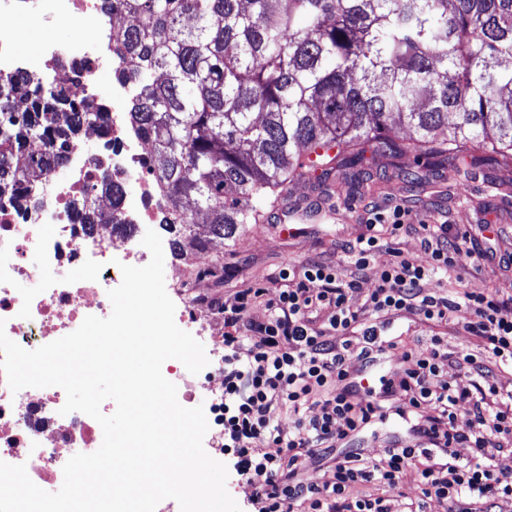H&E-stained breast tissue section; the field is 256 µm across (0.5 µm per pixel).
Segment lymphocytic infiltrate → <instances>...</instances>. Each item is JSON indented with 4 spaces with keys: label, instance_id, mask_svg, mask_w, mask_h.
<instances>
[{
    "label": "lymphocytic infiltrate",
    "instance_id": "f902f5d3",
    "mask_svg": "<svg viewBox=\"0 0 512 512\" xmlns=\"http://www.w3.org/2000/svg\"><path fill=\"white\" fill-rule=\"evenodd\" d=\"M409 218L399 204L370 207L365 233L343 249L354 279L340 281L335 265L321 261L289 267L287 286L268 302L263 320L242 321L262 289L244 288L225 300L224 405L217 420L224 450L251 486L257 512H393L389 495L410 469L422 497L407 512H427L431 498L446 512L512 505V474L496 464L502 439L512 437V390L500 391L493 381L495 370H512V298L480 288L425 292L426 281L454 270L460 251L480 262L486 253L469 231L445 223L412 226ZM409 227L420 238L425 262L391 247L390 236ZM380 257L386 260L382 282L368 291L363 310H355L357 278ZM462 307L474 315L469 331L484 341L483 354L463 358L476 378L473 391L449 382L448 342L438 335L405 351L403 366L381 393L353 389L354 362H366L376 348L395 347L387 333L393 317L407 313L439 325ZM392 397L415 415L409 440L386 446L373 460L359 452L334 457L323 483L304 478L307 460L358 436ZM466 403L472 417L462 431L457 412ZM275 408L287 410L292 429L280 428L271 415ZM461 445L469 456L456 454Z\"/></svg>",
    "mask_w": 512,
    "mask_h": 512
}]
</instances>
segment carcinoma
<instances>
[{
  "instance_id": "cac0c4a2",
  "label": "carcinoma",
  "mask_w": 512,
  "mask_h": 512,
  "mask_svg": "<svg viewBox=\"0 0 512 512\" xmlns=\"http://www.w3.org/2000/svg\"><path fill=\"white\" fill-rule=\"evenodd\" d=\"M116 80L132 87L131 132L182 239H230L260 224L305 169L356 166L395 126L401 151L439 166L468 145L512 160V0H100ZM71 112L57 125L56 105ZM104 113L74 101L67 74L0 75V202L64 160ZM448 131L440 140L438 132ZM43 142L47 152L34 153ZM191 200L207 221L197 230Z\"/></svg>"
}]
</instances>
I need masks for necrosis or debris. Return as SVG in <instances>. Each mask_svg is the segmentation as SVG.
<instances>
[{
  "mask_svg": "<svg viewBox=\"0 0 512 512\" xmlns=\"http://www.w3.org/2000/svg\"><path fill=\"white\" fill-rule=\"evenodd\" d=\"M29 7L70 27L78 53L49 49L44 58L72 73V98H96L99 73L117 64L100 50L99 0H0V74L40 70L43 58L18 60L20 34L1 23ZM144 158L141 150L125 156L83 152L70 171L32 172L21 204H0V318L12 341L33 350L75 331L86 316L111 314L107 292L121 281L114 252H122L128 265L144 259V231L164 210ZM106 177L125 186L114 206L118 226L88 221L84 198ZM65 401L57 386L11 392L0 373V461L25 465L45 490H59L67 460L95 452L102 437L90 416L62 414Z\"/></svg>",
  "mask_w": 512,
  "mask_h": 512,
  "instance_id": "4bbe7bcc",
  "label": "necrosis or debris"
}]
</instances>
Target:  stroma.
Wrapping results in <instances>:
<instances>
[{"label": "stroma", "mask_w": 512, "mask_h": 512, "mask_svg": "<svg viewBox=\"0 0 512 512\" xmlns=\"http://www.w3.org/2000/svg\"><path fill=\"white\" fill-rule=\"evenodd\" d=\"M11 25L21 32L16 45L19 57L32 58L49 45L66 46L69 30L52 19L30 13L16 14ZM383 142V141H382ZM382 142L365 145V163L361 168L326 173L309 170L288 185V201L265 224H245L232 239H211L206 252L187 245L173 253L169 244L173 231L160 229L164 252L165 287L173 300L175 322L188 328L190 298L203 293L207 306L204 323L190 328L208 359L224 352L223 336L215 335L213 325L222 324L220 309L224 300L242 288H259L263 294L242 315L243 322L261 320L267 304L284 286L283 269L310 260L336 265L341 280H349L351 268L341 247L365 233L369 206L399 204L410 212L412 223L436 218L459 229L489 225L484 249L493 251V259L475 265L467 253L456 257L455 277L440 276L427 281L431 293H452L458 285L486 288L502 298H512V269L499 265L498 255L512 252V166L502 169L471 166L475 157L485 156L482 148L468 149L453 164L429 170L425 160L413 153L393 159L382 153ZM467 309L454 312L447 324L439 327L404 315L391 326L399 346L382 355L381 365L390 371L401 367L403 349L416 340L438 334L448 341L450 350L460 354H479L483 343L467 328L473 321Z\"/></svg>", "instance_id": "obj_1"}]
</instances>
